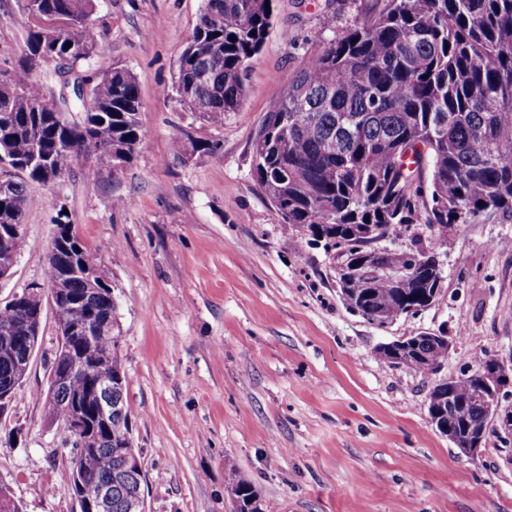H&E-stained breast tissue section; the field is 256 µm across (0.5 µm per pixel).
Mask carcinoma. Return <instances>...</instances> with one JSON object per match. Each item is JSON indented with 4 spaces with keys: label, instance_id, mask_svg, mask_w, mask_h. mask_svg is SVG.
I'll use <instances>...</instances> for the list:
<instances>
[{
    "label": "carcinoma",
    "instance_id": "carcinoma-1",
    "mask_svg": "<svg viewBox=\"0 0 512 512\" xmlns=\"http://www.w3.org/2000/svg\"><path fill=\"white\" fill-rule=\"evenodd\" d=\"M271 5H266V2ZM274 0H203L198 22L178 63L173 100L214 126L242 111L243 71L266 41ZM30 20L16 67L0 76V229L24 223L40 202L28 184L54 186L39 167L20 168L33 149L69 158L92 146L102 162L130 158L142 139V99L133 73L117 63L95 65L102 27L86 24L96 0H19ZM55 65L60 77L75 75L73 87L94 78L92 97L74 99L48 91L35 71ZM78 110L83 121L64 113ZM201 152L213 161L220 146L189 137L174 138L170 156L184 161ZM253 177L276 213L301 240L323 249L373 226L377 235L398 224L430 231L422 273L398 279L393 273L370 276L368 250L349 257L342 282L344 301L393 322L430 291L448 228L486 218L512 219V0H387L379 13L355 22L326 40L321 51L283 84L279 102L253 141ZM66 248L48 259V276L64 267H91L98 290L88 293L76 277L69 294L55 302L68 324L81 327L92 314L115 309L110 278L99 252L82 244L71 225L62 223ZM39 320L33 308H0V395L22 382L14 340L35 345ZM97 359L116 384L112 404L127 408L124 357L114 344L107 352L71 336L51 361L56 380L44 398L46 419L65 417L75 396L91 384L88 373H66L72 353ZM377 355L394 367L424 373L428 362L442 361L440 342L424 332L405 346ZM479 378L452 388L436 384L428 393L429 417L465 442L482 433L487 414L475 400ZM86 429L96 441L87 450L72 443L66 476L76 487L75 471L96 481H112L110 512H127V500L144 490L141 470H125L114 446L131 436L129 413L112 415V433L92 414ZM224 483L236 512H260L257 495L233 472Z\"/></svg>",
    "mask_w": 512,
    "mask_h": 512
}]
</instances>
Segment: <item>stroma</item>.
I'll return each mask as SVG.
<instances>
[{"label":"stroma","mask_w":512,"mask_h":512,"mask_svg":"<svg viewBox=\"0 0 512 512\" xmlns=\"http://www.w3.org/2000/svg\"><path fill=\"white\" fill-rule=\"evenodd\" d=\"M202 0H99V53L135 75L143 139L112 171L89 148L40 205L0 300L47 282L57 225L101 251L117 302L133 441L148 512H235L224 474L256 490L263 512H512V442L489 434L476 458L429 422L427 394L488 355L512 366V220L464 224L441 254L427 310L379 327L346 308L322 246L301 242L252 177L253 141L283 83L337 30L386 0H277L262 51L246 65L242 111L223 126L172 99ZM29 20L0 0V72L20 58ZM220 143L221 161L170 158L175 137ZM445 333L438 374L395 368L377 347ZM58 344L52 304L10 412L0 419V481L23 512H81L70 456L43 400Z\"/></svg>","instance_id":"35a3bbf8"}]
</instances>
